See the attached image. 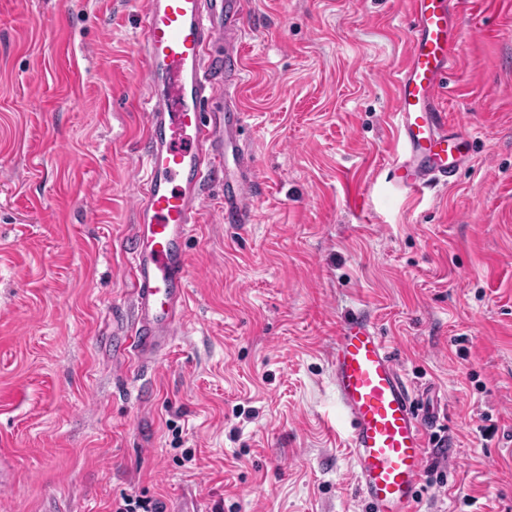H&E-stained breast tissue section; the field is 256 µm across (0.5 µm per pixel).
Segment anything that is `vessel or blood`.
<instances>
[{"mask_svg":"<svg viewBox=\"0 0 512 512\" xmlns=\"http://www.w3.org/2000/svg\"><path fill=\"white\" fill-rule=\"evenodd\" d=\"M461 0H410L407 56L395 75L391 119L401 144L388 177L419 192L453 181L466 162V116L449 121L438 93L457 65ZM250 0H141L139 58L146 92L144 178L136 195L129 259L135 325L130 348L147 363L171 345L187 317V242L203 214L205 182L224 185L221 217L256 221L257 181L235 91L239 41ZM331 380L361 496L373 512H419V486L439 406L419 407L372 318L345 320L333 344Z\"/></svg>","mask_w":512,"mask_h":512,"instance_id":"1","label":"vessel or blood"}]
</instances>
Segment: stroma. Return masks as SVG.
I'll use <instances>...</instances> for the list:
<instances>
[{"label": "stroma", "instance_id": "35a3bbf8", "mask_svg": "<svg viewBox=\"0 0 512 512\" xmlns=\"http://www.w3.org/2000/svg\"><path fill=\"white\" fill-rule=\"evenodd\" d=\"M443 95L457 183L393 188L408 0H251L239 92L260 187L187 243L185 325L123 361L143 174L133 0H0V512H372L331 381L368 312L449 417L420 512H512V0H464ZM361 193L360 209L349 205ZM165 504L159 500H146L141 497L124 496L115 505L114 512H164Z\"/></svg>", "mask_w": 512, "mask_h": 512}]
</instances>
